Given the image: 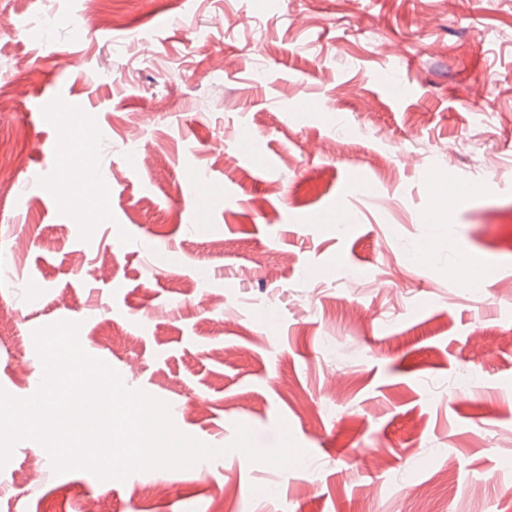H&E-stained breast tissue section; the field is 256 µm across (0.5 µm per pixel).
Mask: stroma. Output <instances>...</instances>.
Returning a JSON list of instances; mask_svg holds the SVG:
<instances>
[{"label": "stroma", "mask_w": 512, "mask_h": 512, "mask_svg": "<svg viewBox=\"0 0 512 512\" xmlns=\"http://www.w3.org/2000/svg\"><path fill=\"white\" fill-rule=\"evenodd\" d=\"M116 9L145 16L153 54L98 25ZM0 18V143L22 154L0 194V390L32 396L35 331L75 322L222 450L119 481L24 439L0 512H512V0H0ZM69 123L96 138L70 174L106 190L89 213L54 188ZM473 265L488 284H465ZM240 424L262 449L288 429L299 468L226 452Z\"/></svg>", "instance_id": "1"}]
</instances>
